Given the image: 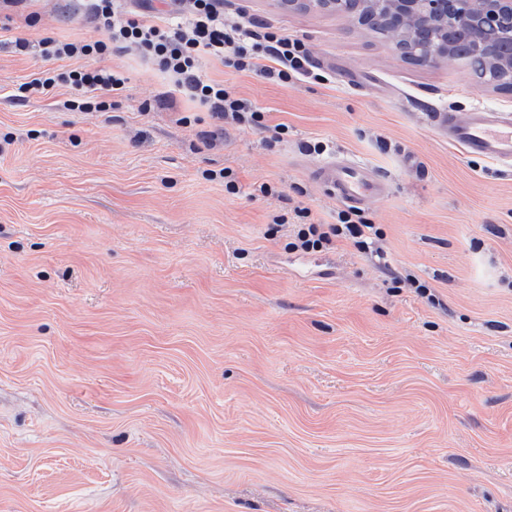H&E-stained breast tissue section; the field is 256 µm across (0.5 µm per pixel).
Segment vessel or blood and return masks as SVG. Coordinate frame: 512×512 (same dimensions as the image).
I'll use <instances>...</instances> for the list:
<instances>
[{
  "mask_svg": "<svg viewBox=\"0 0 512 512\" xmlns=\"http://www.w3.org/2000/svg\"><path fill=\"white\" fill-rule=\"evenodd\" d=\"M436 121L447 131L449 142L467 155L512 162L511 114L480 108L464 114L442 113ZM316 178L338 200L354 207L381 200L389 191L388 180L373 168L344 158L318 167Z\"/></svg>",
  "mask_w": 512,
  "mask_h": 512,
  "instance_id": "vessel-or-blood-1",
  "label": "vessel or blood"
}]
</instances>
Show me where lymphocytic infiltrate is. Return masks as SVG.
Segmentation results:
<instances>
[{
  "label": "lymphocytic infiltrate",
  "instance_id": "1",
  "mask_svg": "<svg viewBox=\"0 0 512 512\" xmlns=\"http://www.w3.org/2000/svg\"><path fill=\"white\" fill-rule=\"evenodd\" d=\"M177 4L182 21L173 25L151 16L150 0H80L82 14L101 31V38H42L38 43L40 57L59 61L60 66L43 70L38 77L19 84L15 98L27 100L65 87L73 93L66 102L70 110L109 111L113 97L125 91L127 77L123 71L106 66L105 60L113 51L131 47L169 79L172 90L159 98V105L174 107L177 97L182 96L207 109L212 125L203 131L202 138L213 144L223 138L225 124L260 128L265 115L253 102L237 96L223 83L202 79L203 59L217 60L279 83L321 80L304 42L261 21L245 24L225 15L224 0H177ZM90 57L97 59V66L87 65ZM73 58L78 59V67H62V60ZM295 215L300 224L294 248L318 251L341 238L363 254L377 258L384 255L378 245L379 229L358 211H337L332 224L310 222V213L305 208H296Z\"/></svg>",
  "mask_w": 512,
  "mask_h": 512
}]
</instances>
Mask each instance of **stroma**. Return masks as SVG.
<instances>
[{
  "instance_id": "obj_1",
  "label": "stroma",
  "mask_w": 512,
  "mask_h": 512,
  "mask_svg": "<svg viewBox=\"0 0 512 512\" xmlns=\"http://www.w3.org/2000/svg\"><path fill=\"white\" fill-rule=\"evenodd\" d=\"M32 9L0 21V512H512V166L435 122L512 113V91L338 13L224 0L329 79L205 63L267 123L209 147L208 114L156 107L167 81L131 51L106 60L128 76L111 111L14 100L42 37L99 36L72 0ZM339 156L391 183L360 212L400 285L274 222L335 223L314 172ZM225 167L238 193L209 180Z\"/></svg>"
}]
</instances>
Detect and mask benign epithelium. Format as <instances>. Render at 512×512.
I'll list each match as a JSON object with an SVG mask.
<instances>
[{
    "label": "benign epithelium",
    "instance_id": "benign-epithelium-1",
    "mask_svg": "<svg viewBox=\"0 0 512 512\" xmlns=\"http://www.w3.org/2000/svg\"><path fill=\"white\" fill-rule=\"evenodd\" d=\"M286 6L316 8L336 12L344 0H285ZM401 20H413L420 27L452 28L470 26L477 34L476 53L491 55L496 74L487 84L512 88V57L501 59L495 53L501 38L512 40V0H358V12L348 16L361 24L367 15L379 9ZM417 58L423 63H437L451 56L446 43L429 40L419 44Z\"/></svg>",
    "mask_w": 512,
    "mask_h": 512
}]
</instances>
